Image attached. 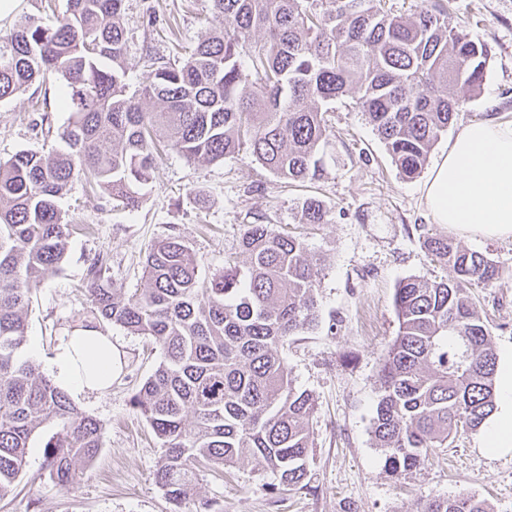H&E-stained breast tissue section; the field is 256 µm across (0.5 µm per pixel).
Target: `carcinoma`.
Returning a JSON list of instances; mask_svg holds the SVG:
<instances>
[{
  "label": "carcinoma",
  "instance_id": "cac0c4a2",
  "mask_svg": "<svg viewBox=\"0 0 512 512\" xmlns=\"http://www.w3.org/2000/svg\"><path fill=\"white\" fill-rule=\"evenodd\" d=\"M208 2L211 36L184 58L153 59L137 97L126 94L124 0H67L55 25L29 17L7 34L0 101L53 73L70 117L58 132L63 149L0 162V500L44 426H60L45 448L50 477L63 487L101 448L99 422L21 355L31 295L68 252L58 200L74 181L86 179L132 211L161 143L208 163L246 149L287 184L315 181L329 132L321 104L349 93L412 179L459 102L480 93L491 60L487 44L448 26L446 0L408 15L392 14L386 0ZM330 213L315 197L300 203L304 224H327ZM241 244L245 264L205 281L191 249L170 236L147 254L145 287L131 294L107 276L106 255L87 270L95 317L162 350L132 404L163 448L155 477L173 512L196 496L201 467L257 463L288 488L308 477L315 403L295 386L280 349L317 319V263L272 224L247 225ZM423 245L449 276L409 277L395 289L399 332L372 426L397 479L496 410L498 356L470 288L493 285L499 267L446 234ZM421 512L489 509L462 494L431 497Z\"/></svg>",
  "mask_w": 512,
  "mask_h": 512
}]
</instances>
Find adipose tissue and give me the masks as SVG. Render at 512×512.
Returning <instances> with one entry per match:
<instances>
[{
    "mask_svg": "<svg viewBox=\"0 0 512 512\" xmlns=\"http://www.w3.org/2000/svg\"><path fill=\"white\" fill-rule=\"evenodd\" d=\"M423 199L436 223L468 236L512 238V123L465 125L435 161ZM124 367V353L99 323L75 328L53 348L50 370L59 388L102 395ZM502 407L485 430L486 447H512V354L498 373Z\"/></svg>",
    "mask_w": 512,
    "mask_h": 512,
    "instance_id": "ef3b65f1",
    "label": "adipose tissue"
}]
</instances>
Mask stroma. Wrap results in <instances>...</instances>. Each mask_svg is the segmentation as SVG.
Wrapping results in <instances>:
<instances>
[{
    "mask_svg": "<svg viewBox=\"0 0 512 512\" xmlns=\"http://www.w3.org/2000/svg\"><path fill=\"white\" fill-rule=\"evenodd\" d=\"M123 16L132 34L126 59L133 91L146 76L148 56L173 47L189 54L212 32L205 0H125ZM448 23L487 43L492 59L480 94L460 106L433 146V160L470 122H512V0H450ZM60 86L51 75L0 101L1 161L22 150L59 147L55 131L69 117ZM327 119L332 133L325 171L312 183L284 184L246 150L213 163L166 151L135 211L114 208L108 195L74 181L58 202L71 223L67 259L33 296L23 356L48 373L51 335L91 319L83 285L95 255H108L112 282L131 291L143 285L145 254L170 235L184 240L200 275L208 277L225 263L243 264L247 225L273 224L320 260L317 322L292 336L282 353L296 387L315 400L308 483L279 487L277 476L259 465L228 467L220 475L206 470L197 498L183 512H418L427 497L459 494L484 500L490 512H512V449L485 448L483 431L460 434L407 478L384 469L371 427L380 369L399 328L395 289L408 277L437 281L448 272L423 246L425 235L440 229L424 206L425 174L407 179L399 173L353 96L331 102ZM199 193L205 205L197 204ZM307 196L330 207L329 223H301L298 204ZM460 243L500 267L492 287L471 294L497 354H504L512 350V239L464 236ZM110 331L126 352L122 375L105 395L74 399L102 426L98 457L72 487L58 486L45 468L44 448L56 428L45 427L32 439L0 512H170L155 479L162 450L131 403L162 351L147 337L115 325Z\"/></svg>",
    "mask_w": 512,
    "mask_h": 512,
    "instance_id": "35a3bbf8",
    "label": "stroma"
}]
</instances>
